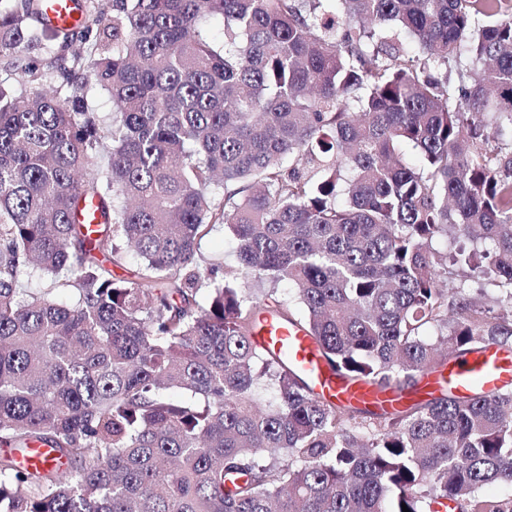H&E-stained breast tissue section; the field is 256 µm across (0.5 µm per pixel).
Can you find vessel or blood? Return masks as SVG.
Wrapping results in <instances>:
<instances>
[{
	"label": "vessel or blood",
	"instance_id": "1",
	"mask_svg": "<svg viewBox=\"0 0 512 512\" xmlns=\"http://www.w3.org/2000/svg\"><path fill=\"white\" fill-rule=\"evenodd\" d=\"M45 20L52 27L76 25L78 14L73 0H46ZM259 345L274 356L290 362L307 379L314 393L325 399L342 402H368L386 408L399 399L395 393L378 394L364 384H352L336 375L323 359L316 341L299 327L282 323L272 316L260 319L257 329ZM512 386V350L494 347L475 350L463 360H451L430 372L424 388L433 393L448 392L456 396L472 395L474 389L490 393ZM22 467L53 465L55 452L45 446L28 448L20 458Z\"/></svg>",
	"mask_w": 512,
	"mask_h": 512
}]
</instances>
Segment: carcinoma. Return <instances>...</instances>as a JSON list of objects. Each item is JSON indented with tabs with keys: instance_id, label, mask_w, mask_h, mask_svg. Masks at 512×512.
I'll return each instance as SVG.
<instances>
[{
	"instance_id": "cac0c4a2",
	"label": "carcinoma",
	"mask_w": 512,
	"mask_h": 512,
	"mask_svg": "<svg viewBox=\"0 0 512 512\" xmlns=\"http://www.w3.org/2000/svg\"><path fill=\"white\" fill-rule=\"evenodd\" d=\"M43 6L0 0V512H512V387L416 398L512 350V0ZM264 312L414 400L319 397ZM47 8L45 21L51 27L75 26L78 14L74 9L73 0H45ZM199 249L200 253L211 262L223 265L218 271L220 277L224 273V263H233L236 245L221 226L201 241ZM21 466L25 468L55 465L58 463L57 456L52 448L34 445L28 448L20 457Z\"/></svg>"
}]
</instances>
